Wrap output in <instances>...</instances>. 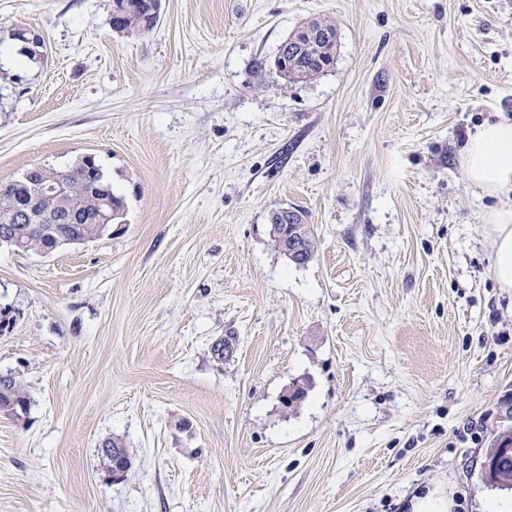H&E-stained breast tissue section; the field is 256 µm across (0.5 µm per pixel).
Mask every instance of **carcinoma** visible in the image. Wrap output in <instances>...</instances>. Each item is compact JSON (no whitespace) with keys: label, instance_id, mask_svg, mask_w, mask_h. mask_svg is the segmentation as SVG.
<instances>
[{"label":"carcinoma","instance_id":"carcinoma-1","mask_svg":"<svg viewBox=\"0 0 512 512\" xmlns=\"http://www.w3.org/2000/svg\"><path fill=\"white\" fill-rule=\"evenodd\" d=\"M160 20L159 0H127L122 13L111 17L112 27L121 31L151 32ZM315 34L286 38L288 46L277 51L275 69L288 81L310 80L334 66L338 46L336 24L325 18L312 21ZM62 177L75 185L77 194L63 195L54 201V209L67 213L74 207L80 208L79 219L83 220L95 211L99 200L107 197L112 204V223L120 224L125 218V200L112 189L96 159L87 156L62 171ZM41 179L33 167L18 180L6 185L0 184V218L23 213L33 203V193ZM270 223L279 226V234L270 235L272 246L292 263L301 266L310 261L315 249L312 225L307 223L304 211L291 207L283 212L271 214ZM87 235L94 234V225L42 224L40 231L23 237L29 251L39 252L57 243L58 235L69 234L72 230ZM28 400L22 387L13 377L0 378V412L15 413L26 409ZM485 459L496 462L491 473L481 472L485 484L496 490L512 491V426L502 429L487 449Z\"/></svg>","mask_w":512,"mask_h":512}]
</instances>
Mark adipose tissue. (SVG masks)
Returning <instances> with one entry per match:
<instances>
[{
	"label": "adipose tissue",
	"instance_id": "adipose-tissue-1",
	"mask_svg": "<svg viewBox=\"0 0 512 512\" xmlns=\"http://www.w3.org/2000/svg\"><path fill=\"white\" fill-rule=\"evenodd\" d=\"M462 165L473 187L497 197L512 195V120L485 124L471 135ZM484 222L496 243L490 273L498 287L512 291V205L490 207Z\"/></svg>",
	"mask_w": 512,
	"mask_h": 512
}]
</instances>
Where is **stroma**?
Masks as SVG:
<instances>
[{
    "label": "stroma",
    "mask_w": 512,
    "mask_h": 512,
    "mask_svg": "<svg viewBox=\"0 0 512 512\" xmlns=\"http://www.w3.org/2000/svg\"><path fill=\"white\" fill-rule=\"evenodd\" d=\"M0 0V183L95 156L126 202L102 237L0 247V512H512L481 479L512 397V293L490 274L468 136L512 119V0ZM332 19L336 63L273 67ZM303 209L297 266L270 213ZM305 401L284 411L294 382ZM131 467L108 478L103 441ZM160 20L159 0H127L121 14L111 17L112 29L151 32ZM28 405L26 394L14 377L2 379L0 375V412L15 413ZM453 500L439 489L427 491L424 495H416L411 500V512H452Z\"/></svg>",
    "instance_id": "35a3bbf8"
}]
</instances>
